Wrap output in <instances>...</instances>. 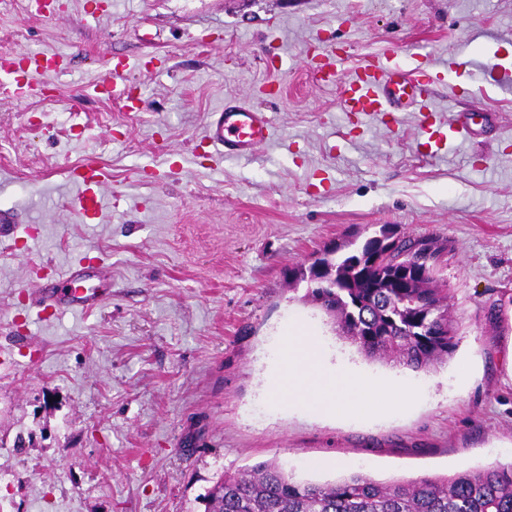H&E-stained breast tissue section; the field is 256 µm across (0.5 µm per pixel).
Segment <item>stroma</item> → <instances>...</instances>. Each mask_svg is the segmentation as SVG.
Returning <instances> with one entry per match:
<instances>
[{"label":"stroma","mask_w":512,"mask_h":512,"mask_svg":"<svg viewBox=\"0 0 512 512\" xmlns=\"http://www.w3.org/2000/svg\"><path fill=\"white\" fill-rule=\"evenodd\" d=\"M2 51L66 59L29 97L0 70V512H205L217 481L270 460L317 484L512 462V94L481 73L435 85L437 122L470 135L432 156L421 113L348 115L312 78L326 51L347 71L389 51L512 67V0H57L47 18L12 0ZM224 104L261 105L273 139L217 160L202 131ZM90 159L110 173L95 219L68 185ZM384 224L452 244L460 340L427 371L365 358L291 282ZM88 254L112 267L102 304L43 318L36 275ZM293 320L332 362L420 394L275 407Z\"/></svg>","instance_id":"stroma-1"}]
</instances>
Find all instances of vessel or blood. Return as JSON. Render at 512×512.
Instances as JSON below:
<instances>
[{
	"label": "vessel or blood",
	"mask_w": 512,
	"mask_h": 512,
	"mask_svg": "<svg viewBox=\"0 0 512 512\" xmlns=\"http://www.w3.org/2000/svg\"><path fill=\"white\" fill-rule=\"evenodd\" d=\"M340 63V56L322 55L313 77L320 83L338 84L344 112L380 114L409 108L419 112L433 111L430 76L399 63L393 55L382 54L365 60L347 78L341 75ZM484 68L488 69L490 80L496 88L512 90V68L499 66L489 69L476 57L449 56L446 72L450 81L460 83L468 81L474 72ZM466 132L467 128L463 125L444 128L429 123L426 133L431 154L448 151ZM271 133V118L264 110L222 106L209 112L203 137L217 146L219 156L245 157L258 145L268 142ZM107 179L103 167L92 160L70 173L73 200L85 217L93 218L100 214L102 202L95 189ZM51 275L55 279V287L41 295L40 302L44 308L52 309L57 314L71 310L88 312L100 306L101 294L98 289L88 285L95 272L85 262L52 268Z\"/></svg>",
	"instance_id": "vessel-or-blood-1"
}]
</instances>
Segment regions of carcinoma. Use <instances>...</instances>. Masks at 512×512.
<instances>
[{"mask_svg":"<svg viewBox=\"0 0 512 512\" xmlns=\"http://www.w3.org/2000/svg\"><path fill=\"white\" fill-rule=\"evenodd\" d=\"M341 250H324L309 267H328L336 287L311 288L305 297L361 353L416 370L453 354L459 336L448 293L436 287V264L374 238L354 252ZM207 512H512V463L452 476L380 482L352 474L312 484L262 462L217 482Z\"/></svg>","mask_w":512,"mask_h":512,"instance_id":"carcinoma-1","label":"carcinoma"}]
</instances>
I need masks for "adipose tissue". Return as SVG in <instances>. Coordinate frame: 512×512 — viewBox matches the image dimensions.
<instances>
[{
  "mask_svg": "<svg viewBox=\"0 0 512 512\" xmlns=\"http://www.w3.org/2000/svg\"><path fill=\"white\" fill-rule=\"evenodd\" d=\"M269 390L279 403L327 417L335 416L340 405L363 408L389 396L370 378L332 364L320 336L299 326L284 340L282 367Z\"/></svg>",
  "mask_w": 512,
  "mask_h": 512,
  "instance_id": "1",
  "label": "adipose tissue"
}]
</instances>
